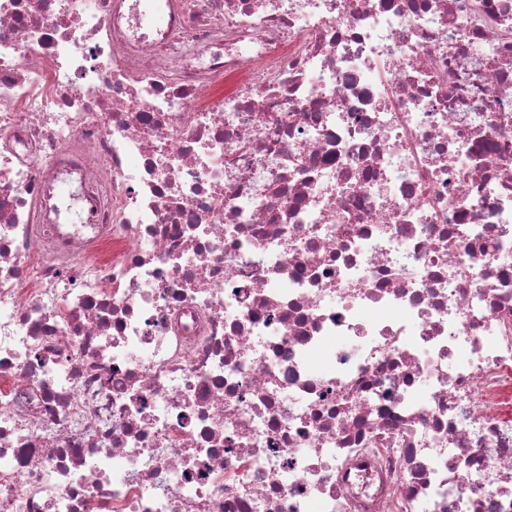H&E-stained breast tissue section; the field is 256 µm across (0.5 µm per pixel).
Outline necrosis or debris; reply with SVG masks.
<instances>
[{
  "label": "necrosis or debris",
  "mask_w": 512,
  "mask_h": 512,
  "mask_svg": "<svg viewBox=\"0 0 512 512\" xmlns=\"http://www.w3.org/2000/svg\"><path fill=\"white\" fill-rule=\"evenodd\" d=\"M0 0V512H512V0Z\"/></svg>",
  "instance_id": "obj_1"
}]
</instances>
